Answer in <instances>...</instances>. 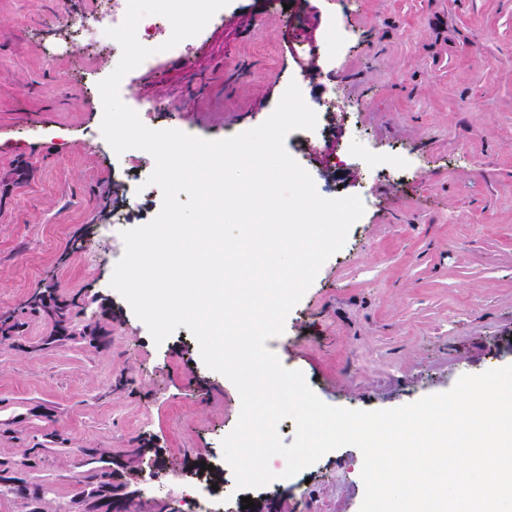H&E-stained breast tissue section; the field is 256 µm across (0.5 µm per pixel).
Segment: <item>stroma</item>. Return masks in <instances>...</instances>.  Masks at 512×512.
I'll return each mask as SVG.
<instances>
[{
    "label": "stroma",
    "instance_id": "1",
    "mask_svg": "<svg viewBox=\"0 0 512 512\" xmlns=\"http://www.w3.org/2000/svg\"><path fill=\"white\" fill-rule=\"evenodd\" d=\"M0 0V512H118L145 479L210 465L226 486L222 440L240 395L179 327L155 344L110 286L122 230L153 220V186L133 194L101 132L103 105L74 33L89 4ZM235 0L185 59L134 73L136 95L166 105L146 119L220 140L263 123L298 78L293 47L321 42L325 0ZM357 38L336 61L334 113L300 165L318 194L367 192L372 206L267 340L326 404L385 410L512 365V0H348ZM410 160L409 174L336 166L348 139ZM52 286L89 335L51 341L28 300ZM363 456L345 446L308 482L251 493L256 512H359ZM111 482V493L101 490Z\"/></svg>",
    "mask_w": 512,
    "mask_h": 512
}]
</instances>
